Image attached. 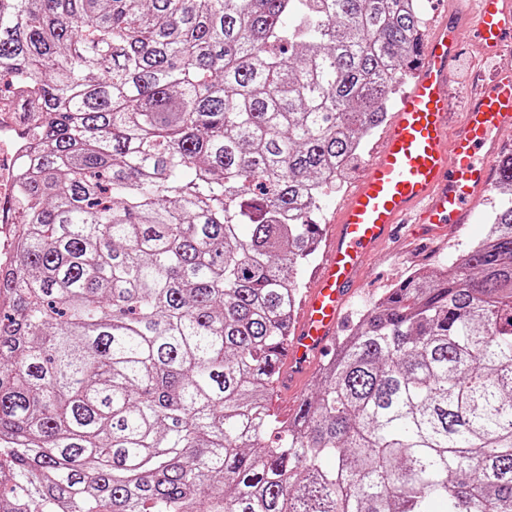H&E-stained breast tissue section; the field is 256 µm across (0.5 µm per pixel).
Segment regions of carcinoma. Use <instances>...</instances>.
Here are the masks:
<instances>
[{
    "label": "carcinoma",
    "mask_w": 512,
    "mask_h": 512,
    "mask_svg": "<svg viewBox=\"0 0 512 512\" xmlns=\"http://www.w3.org/2000/svg\"><path fill=\"white\" fill-rule=\"evenodd\" d=\"M422 27L414 0H0V91L41 113L0 512H512V155L485 237L269 406L323 200Z\"/></svg>",
    "instance_id": "carcinoma-1"
}]
</instances>
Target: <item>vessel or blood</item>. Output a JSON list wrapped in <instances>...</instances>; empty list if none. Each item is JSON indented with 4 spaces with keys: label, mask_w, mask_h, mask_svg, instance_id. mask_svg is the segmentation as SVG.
<instances>
[{
    "label": "vessel or blood",
    "mask_w": 512,
    "mask_h": 512,
    "mask_svg": "<svg viewBox=\"0 0 512 512\" xmlns=\"http://www.w3.org/2000/svg\"><path fill=\"white\" fill-rule=\"evenodd\" d=\"M467 41L500 64L477 79L457 115L453 84ZM511 126L512 0H475L472 11L445 15L423 41L415 80L393 107L383 146L336 213L282 358L283 388H296L330 351L359 274L401 225H418L426 236L471 223L502 150L499 134Z\"/></svg>",
    "instance_id": "1"
}]
</instances>
